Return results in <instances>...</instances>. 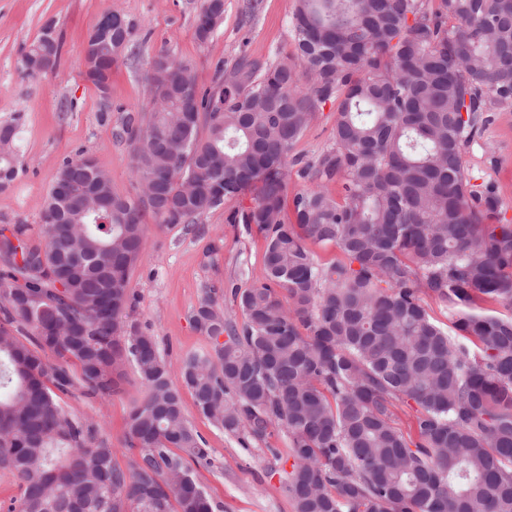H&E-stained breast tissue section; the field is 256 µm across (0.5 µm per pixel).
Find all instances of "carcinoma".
Wrapping results in <instances>:
<instances>
[{"label":"carcinoma","instance_id":"obj_1","mask_svg":"<svg viewBox=\"0 0 512 512\" xmlns=\"http://www.w3.org/2000/svg\"><path fill=\"white\" fill-rule=\"evenodd\" d=\"M223 14L204 0L199 42ZM290 24L294 62L243 58L206 89L188 63L153 57L152 112L128 113L120 136L157 201L119 195L71 159L38 228H0V471L21 490L6 512L217 510L193 476L212 466L207 442L154 336L130 319V273L146 215L194 224L220 206L218 188L225 201L256 190L241 220L266 241L264 277L232 290L241 323L212 296L194 310L211 342L181 366L197 410L244 444L286 433L294 512H512V316L474 311L478 293L512 306V221L463 161L512 105V0H297ZM135 32L115 15L99 36L85 73L98 90ZM55 34L47 22L22 71L57 65ZM329 102L332 144L306 161L294 148ZM16 135L0 124V187L18 174ZM293 166L311 186L290 196ZM309 240L344 261L321 265ZM129 364L143 396L120 466L65 397L118 394ZM409 402L415 439L396 427Z\"/></svg>","mask_w":512,"mask_h":512}]
</instances>
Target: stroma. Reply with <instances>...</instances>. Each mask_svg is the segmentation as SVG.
Returning <instances> with one entry per match:
<instances>
[{"instance_id": "stroma-1", "label": "stroma", "mask_w": 512, "mask_h": 512, "mask_svg": "<svg viewBox=\"0 0 512 512\" xmlns=\"http://www.w3.org/2000/svg\"><path fill=\"white\" fill-rule=\"evenodd\" d=\"M203 0H0V122L21 116L16 140L19 174L0 189V226L38 224L44 199L64 160L89 158L106 171L113 190L135 196L132 147L118 138L124 112L150 109V62L166 51L188 62L198 85H211L216 64L232 69L241 57L263 63L289 62L294 39L289 26L295 0H257L252 16H244V0H224V16L207 42L194 35V19ZM131 20L136 36L130 52L113 67L108 96L84 75L83 53L90 30L106 11ZM54 21L62 43L56 67L30 76L18 61L38 38L46 21ZM335 105L322 112L305 131L295 151L315 159L331 144ZM464 164L473 175L493 181L501 207L512 219V108L496 112L476 142L466 150ZM254 204L245 193L208 211L193 224H149L143 252L130 275L137 297L132 314L155 336L171 363L170 379L181 385L180 367L210 343L192 322L205 296L215 297L236 321L244 313L231 300L235 288L263 279L264 238L244 225L228 223L231 211ZM141 396L135 371H128L121 395L106 401L69 399L71 411L98 422L104 436L118 448L124 463L126 421ZM184 412L211 450V467H198L194 477L219 512H294L284 490L288 462L273 463L270 449L287 450L288 439L271 428L266 441L242 446L200 415L190 392H183Z\"/></svg>"}]
</instances>
